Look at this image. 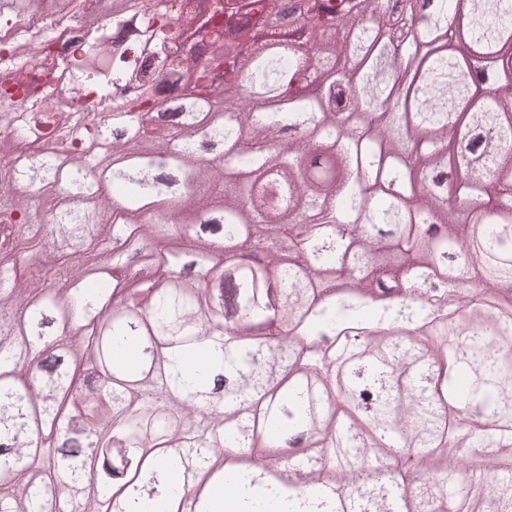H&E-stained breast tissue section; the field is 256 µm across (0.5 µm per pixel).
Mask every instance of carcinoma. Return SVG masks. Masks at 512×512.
<instances>
[{"label":"carcinoma","mask_w":512,"mask_h":512,"mask_svg":"<svg viewBox=\"0 0 512 512\" xmlns=\"http://www.w3.org/2000/svg\"><path fill=\"white\" fill-rule=\"evenodd\" d=\"M88 2L0 0L78 32L0 44V512H140L176 471L169 512H213L228 458L246 510L512 512V0H322L286 55L251 0L268 40L203 60L179 0H109L116 32L142 8L133 56ZM435 280L470 322L421 339ZM274 426L307 438L295 481Z\"/></svg>","instance_id":"cac0c4a2"}]
</instances>
